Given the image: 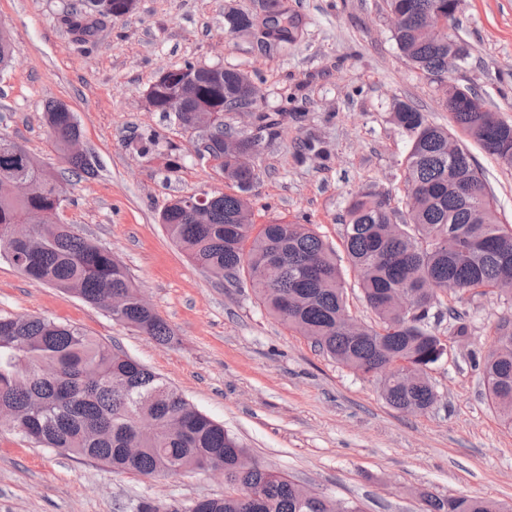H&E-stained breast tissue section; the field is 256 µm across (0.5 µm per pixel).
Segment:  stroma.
Masks as SVG:
<instances>
[{
    "label": "stroma",
    "mask_w": 512,
    "mask_h": 512,
    "mask_svg": "<svg viewBox=\"0 0 512 512\" xmlns=\"http://www.w3.org/2000/svg\"><path fill=\"white\" fill-rule=\"evenodd\" d=\"M72 2L0 0V25L17 44L12 63L0 68V135L63 170L43 113L50 101L69 106L94 172L67 184L58 219L112 250L176 339L157 344L2 257L0 316L48 317L122 348L223 423L252 458L362 512H424L425 492L512 506V428L490 406L473 363L512 303L492 293L442 295L430 319L447 347L429 371L437 400L427 412L405 414L385 402L377 380L314 351L270 316L249 279L221 281L193 263L160 222L175 197L231 189L218 162L199 154L200 133L147 106L158 71L191 62L249 72L263 111H285L273 136L248 117L224 116L259 140L254 222L313 225L336 252L355 322L375 317L346 259L343 219L361 189L405 204L408 138L389 121L396 103L450 129L482 170L500 220L512 225V165L455 127L442 90L401 56L385 0H288L298 35L286 46L227 33L225 12L255 15L262 0H136L132 13L104 20L94 42L80 46L60 23ZM457 18L455 35L469 55L451 64L449 81L475 89L512 123V0H461ZM147 136L157 143L149 154L140 150ZM308 139L321 152L298 159ZM171 154L178 167L167 166ZM452 307L469 316L466 344L448 333ZM223 492L216 473H116L0 430V512H138L148 500L184 512Z\"/></svg>",
    "instance_id": "35a3bbf8"
}]
</instances>
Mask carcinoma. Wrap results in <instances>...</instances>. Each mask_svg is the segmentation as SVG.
<instances>
[{
    "instance_id": "1",
    "label": "carcinoma",
    "mask_w": 512,
    "mask_h": 512,
    "mask_svg": "<svg viewBox=\"0 0 512 512\" xmlns=\"http://www.w3.org/2000/svg\"><path fill=\"white\" fill-rule=\"evenodd\" d=\"M80 0L62 23L78 44L88 43L100 22L112 17L124 0ZM399 15L391 29L403 58L439 88L448 86V35L425 40L421 27L437 6L448 0H386ZM263 18L274 28L268 39L292 42L296 24L288 0H267ZM227 32L249 33L256 17L235 11L224 16ZM250 74L224 70V94L209 85L202 97L235 99L249 91ZM471 89L446 100L454 124L483 149L512 165V130L493 124L487 112L468 111ZM48 135L73 172L94 173L85 154H70L68 141L80 135L73 112L62 102L47 104ZM392 123L408 137L405 183L413 209L391 205L388 195L356 193L347 209L344 248L358 273V286L377 318L355 335L343 328L346 296L335 251L308 224L273 222L234 224L252 214L248 193L257 176L233 169L234 156L224 155V177L234 187L210 204L208 223L195 222L186 206L166 207L160 215L168 237L198 266L217 278L251 277V287L269 314L310 340L336 363L380 384L392 408L413 406L422 413L437 395L426 378L408 388L392 373L399 363L428 373L446 354L430 326V311L448 282L458 294L481 288L512 299V225L500 223L478 167L468 170L473 204L463 203L448 184V130L400 102ZM224 113L208 129L204 152L217 158L224 134ZM23 172L34 178L26 201L9 198L10 180ZM56 173L42 166L16 143L0 147V256L27 277L97 305L108 294L126 298L120 322L158 344L175 340L169 324L142 307L139 289L112 251L78 234L69 224L47 223L23 228L30 211H56L64 190L54 193ZM398 288L417 293L424 314L410 321L389 306ZM450 335L467 342L468 314L450 308ZM498 338L478 362L488 398L501 419L512 426V316L497 326ZM6 427L45 448L112 466L116 472L146 476L173 474V468L201 471L219 459L224 463L222 496L192 503L184 512H361L353 505L323 497L300 500L295 482L252 459L247 448L224 426L197 410L180 392L143 364L110 349L81 328L38 316L0 317V428ZM138 448L136 455L127 453ZM427 512H504L494 501L467 496L422 494Z\"/></svg>"
}]
</instances>
